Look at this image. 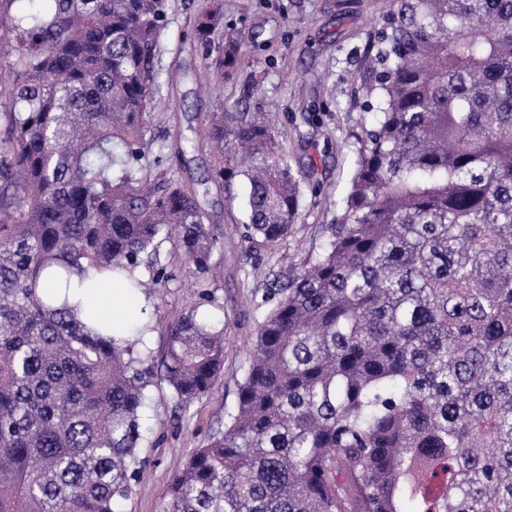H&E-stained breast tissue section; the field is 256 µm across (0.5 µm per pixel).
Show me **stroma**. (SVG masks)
<instances>
[{"mask_svg":"<svg viewBox=\"0 0 512 512\" xmlns=\"http://www.w3.org/2000/svg\"><path fill=\"white\" fill-rule=\"evenodd\" d=\"M205 4L169 0L147 137L152 154L161 155L187 188L206 187L200 203L216 238L210 258L215 273L197 272L175 239L165 236L138 268L148 283L143 313L152 324L145 338L151 376L140 445L147 469L131 481L119 512H158L186 459L223 432L236 407L266 284L287 275L300 253L325 244L362 131L367 44L394 0H221L223 25L206 44L196 35ZM229 33L242 38L245 60L218 81L208 64ZM223 105L270 113L289 164L313 172L314 187L303 194L293 231L278 244L260 247L248 238L242 178L227 186L209 178L215 155L200 130L207 113ZM193 308L224 331V373L209 393L183 407L163 377L162 362L168 324Z\"/></svg>","mask_w":512,"mask_h":512,"instance_id":"35a3bbf8","label":"stroma"}]
</instances>
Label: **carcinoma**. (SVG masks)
I'll use <instances>...</instances> for the list:
<instances>
[{"label": "carcinoma", "instance_id": "cac0c4a2", "mask_svg": "<svg viewBox=\"0 0 512 512\" xmlns=\"http://www.w3.org/2000/svg\"><path fill=\"white\" fill-rule=\"evenodd\" d=\"M0 0V512H118L140 475L141 335L88 331L36 293L134 274L176 234L204 273L195 191L148 161L167 0ZM214 5L197 20L208 41ZM328 239L264 289L224 433L159 512H512V0H394ZM244 61L235 37L213 75ZM212 178L247 182L249 237L288 238L312 173L256 113L204 127ZM224 369L191 309L168 325L181 406Z\"/></svg>", "mask_w": 512, "mask_h": 512}]
</instances>
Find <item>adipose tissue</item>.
Here are the masks:
<instances>
[{"instance_id":"obj_1","label":"adipose tissue","mask_w":512,"mask_h":512,"mask_svg":"<svg viewBox=\"0 0 512 512\" xmlns=\"http://www.w3.org/2000/svg\"><path fill=\"white\" fill-rule=\"evenodd\" d=\"M41 293L55 305L78 306L87 329L103 335L126 336L143 323L142 294L129 288L126 279L106 271H91L83 282L67 289L45 284Z\"/></svg>"}]
</instances>
